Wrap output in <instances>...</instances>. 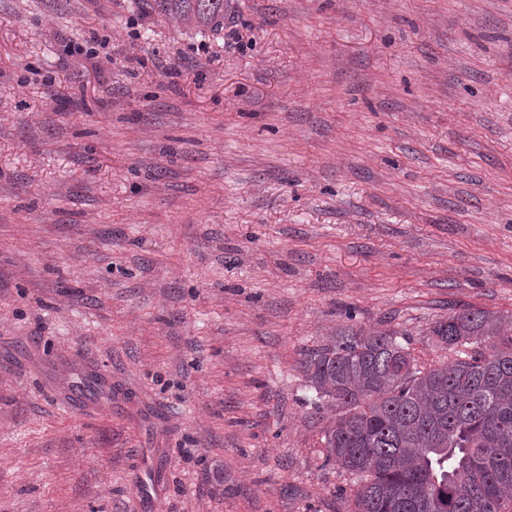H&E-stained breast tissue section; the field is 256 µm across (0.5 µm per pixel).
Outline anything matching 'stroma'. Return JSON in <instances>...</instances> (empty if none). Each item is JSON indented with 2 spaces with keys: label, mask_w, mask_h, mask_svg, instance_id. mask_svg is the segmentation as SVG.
Instances as JSON below:
<instances>
[{
  "label": "stroma",
  "mask_w": 512,
  "mask_h": 512,
  "mask_svg": "<svg viewBox=\"0 0 512 512\" xmlns=\"http://www.w3.org/2000/svg\"><path fill=\"white\" fill-rule=\"evenodd\" d=\"M468 306L512 315V0H229L203 33L0 0V512H351L306 352L449 361Z\"/></svg>",
  "instance_id": "stroma-1"
}]
</instances>
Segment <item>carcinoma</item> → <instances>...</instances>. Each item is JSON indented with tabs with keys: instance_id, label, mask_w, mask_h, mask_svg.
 I'll use <instances>...</instances> for the list:
<instances>
[{
	"instance_id": "1",
	"label": "carcinoma",
	"mask_w": 512,
	"mask_h": 512,
	"mask_svg": "<svg viewBox=\"0 0 512 512\" xmlns=\"http://www.w3.org/2000/svg\"><path fill=\"white\" fill-rule=\"evenodd\" d=\"M179 27L224 28V0H138ZM461 308L432 334L457 353L417 364L391 332L331 337L305 354L317 398L344 413L323 455L358 478L353 512H503L512 490V338Z\"/></svg>"
}]
</instances>
